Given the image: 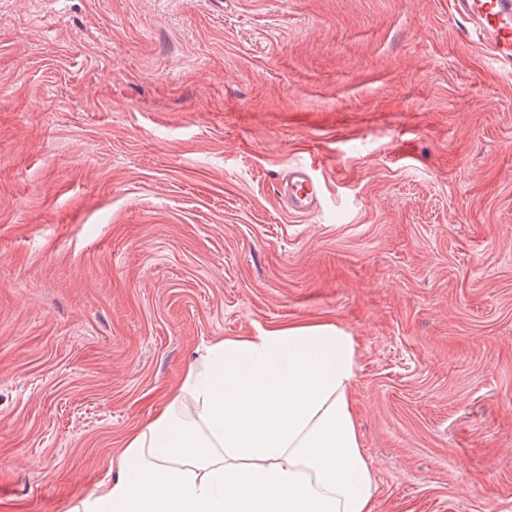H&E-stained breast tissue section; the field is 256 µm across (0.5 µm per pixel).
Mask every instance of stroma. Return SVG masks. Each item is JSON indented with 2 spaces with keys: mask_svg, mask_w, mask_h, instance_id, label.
Listing matches in <instances>:
<instances>
[{
  "mask_svg": "<svg viewBox=\"0 0 512 512\" xmlns=\"http://www.w3.org/2000/svg\"><path fill=\"white\" fill-rule=\"evenodd\" d=\"M317 323L374 512H512V71L452 0H0V512L108 479L213 339ZM282 191L291 211L309 214L315 210L322 195V185L308 174L306 168H298L289 172Z\"/></svg>",
  "mask_w": 512,
  "mask_h": 512,
  "instance_id": "1",
  "label": "stroma"
}]
</instances>
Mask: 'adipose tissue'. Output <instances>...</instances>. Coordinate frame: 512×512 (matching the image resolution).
Returning a JSON list of instances; mask_svg holds the SVG:
<instances>
[{"label": "adipose tissue", "instance_id": "obj_1", "mask_svg": "<svg viewBox=\"0 0 512 512\" xmlns=\"http://www.w3.org/2000/svg\"><path fill=\"white\" fill-rule=\"evenodd\" d=\"M355 368L332 324L217 339L67 512H373Z\"/></svg>", "mask_w": 512, "mask_h": 512}]
</instances>
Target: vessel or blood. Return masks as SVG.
<instances>
[{
  "label": "vessel or blood",
  "mask_w": 512,
  "mask_h": 512,
  "mask_svg": "<svg viewBox=\"0 0 512 512\" xmlns=\"http://www.w3.org/2000/svg\"><path fill=\"white\" fill-rule=\"evenodd\" d=\"M455 13L477 34L492 60L512 68V0H453ZM283 194L291 211L312 213L322 194L321 183L306 169L288 174Z\"/></svg>",
  "instance_id": "b4317fda"
}]
</instances>
